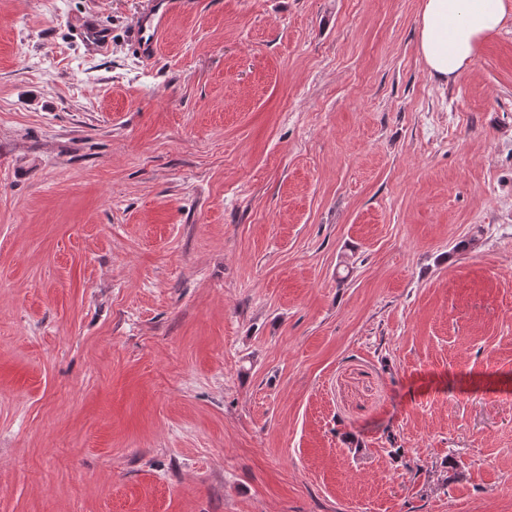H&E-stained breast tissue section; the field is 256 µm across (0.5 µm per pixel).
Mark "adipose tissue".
<instances>
[{
  "label": "adipose tissue",
  "mask_w": 512,
  "mask_h": 512,
  "mask_svg": "<svg viewBox=\"0 0 512 512\" xmlns=\"http://www.w3.org/2000/svg\"><path fill=\"white\" fill-rule=\"evenodd\" d=\"M511 13L507 0H424L419 51L431 76L456 79L480 40L498 31Z\"/></svg>",
  "instance_id": "1"
}]
</instances>
